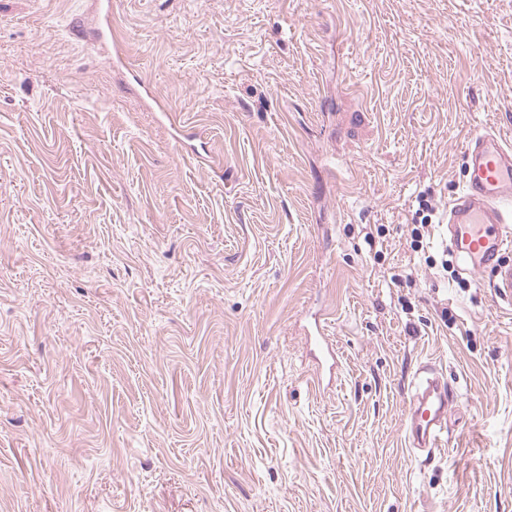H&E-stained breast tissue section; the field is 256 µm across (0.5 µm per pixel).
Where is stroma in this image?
I'll list each match as a JSON object with an SVG mask.
<instances>
[{
	"label": "stroma",
	"instance_id": "35a3bbf8",
	"mask_svg": "<svg viewBox=\"0 0 512 512\" xmlns=\"http://www.w3.org/2000/svg\"><path fill=\"white\" fill-rule=\"evenodd\" d=\"M98 28L0 0V512H512V305L440 266L467 138H512V0ZM426 369L458 394L429 457ZM435 209L428 199V197L423 195L420 198L418 203V209L414 212L412 223V243H414L415 248H419L424 250V241L430 239L431 236V228H432V215H434ZM427 244V242H426ZM432 376L417 387L408 403L406 422L407 449L429 453L445 448L448 437V409L457 403V395L440 375Z\"/></svg>",
	"mask_w": 512,
	"mask_h": 512
}]
</instances>
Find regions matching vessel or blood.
Segmentation results:
<instances>
[{
  "label": "vessel or blood",
  "mask_w": 512,
  "mask_h": 512,
  "mask_svg": "<svg viewBox=\"0 0 512 512\" xmlns=\"http://www.w3.org/2000/svg\"><path fill=\"white\" fill-rule=\"evenodd\" d=\"M468 178L448 202V250L466 273H487L495 295L512 301V141L494 129L472 134L465 146ZM457 395L440 375L426 378L408 403L409 451L446 447L448 410Z\"/></svg>",
  "instance_id": "obj_1"
}]
</instances>
